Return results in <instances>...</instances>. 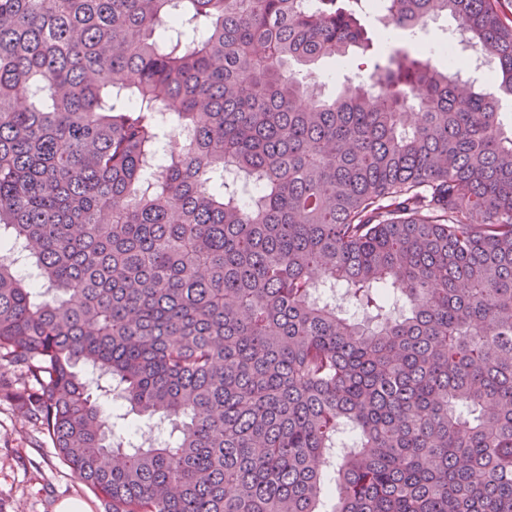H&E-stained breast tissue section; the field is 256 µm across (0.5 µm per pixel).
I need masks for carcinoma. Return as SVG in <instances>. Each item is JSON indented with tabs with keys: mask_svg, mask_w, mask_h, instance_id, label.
I'll use <instances>...</instances> for the list:
<instances>
[{
	"mask_svg": "<svg viewBox=\"0 0 512 512\" xmlns=\"http://www.w3.org/2000/svg\"><path fill=\"white\" fill-rule=\"evenodd\" d=\"M496 3L381 0L486 91L396 50L329 99L364 0H0V397L104 512H512Z\"/></svg>",
	"mask_w": 512,
	"mask_h": 512,
	"instance_id": "cac0c4a2",
	"label": "carcinoma"
}]
</instances>
